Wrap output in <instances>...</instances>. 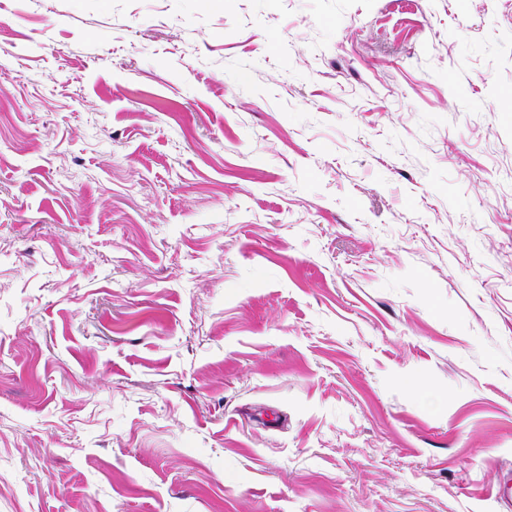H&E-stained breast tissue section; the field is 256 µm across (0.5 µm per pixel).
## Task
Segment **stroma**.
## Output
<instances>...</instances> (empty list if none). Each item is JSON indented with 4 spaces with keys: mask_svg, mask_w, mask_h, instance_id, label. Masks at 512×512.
<instances>
[{
    "mask_svg": "<svg viewBox=\"0 0 512 512\" xmlns=\"http://www.w3.org/2000/svg\"><path fill=\"white\" fill-rule=\"evenodd\" d=\"M508 472L512 0H0V512Z\"/></svg>",
    "mask_w": 512,
    "mask_h": 512,
    "instance_id": "obj_1",
    "label": "stroma"
}]
</instances>
